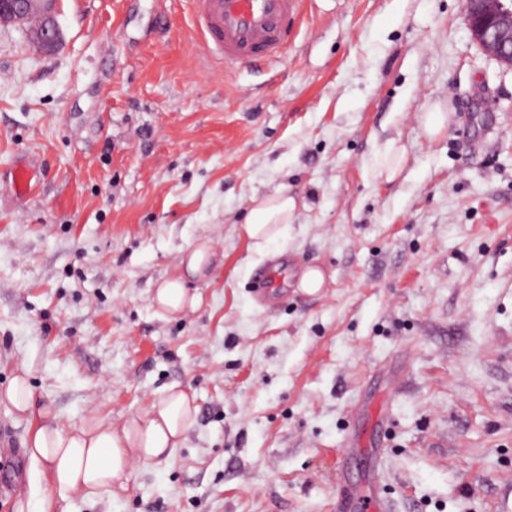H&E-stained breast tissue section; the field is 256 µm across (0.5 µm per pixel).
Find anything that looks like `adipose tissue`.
<instances>
[{"instance_id":"1","label":"adipose tissue","mask_w":512,"mask_h":512,"mask_svg":"<svg viewBox=\"0 0 512 512\" xmlns=\"http://www.w3.org/2000/svg\"><path fill=\"white\" fill-rule=\"evenodd\" d=\"M295 207L284 185L251 197L242 231L255 251L265 252L281 235ZM213 259L206 241L187 248L175 272L156 288L154 304L172 317L196 311L201 296L188 288L187 281L205 278ZM0 400L33 421L26 448L36 488L29 500L18 502L16 512H57L60 503L77 494L91 498L104 492L120 497L129 489L134 462L169 459L197 416L193 395L172 387L147 413L129 416L121 424L91 418L68 428L60 424L50 405L37 403L23 368L0 391Z\"/></svg>"}]
</instances>
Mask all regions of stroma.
Masks as SVG:
<instances>
[{"label":"stroma","mask_w":512,"mask_h":512,"mask_svg":"<svg viewBox=\"0 0 512 512\" xmlns=\"http://www.w3.org/2000/svg\"><path fill=\"white\" fill-rule=\"evenodd\" d=\"M57 21L50 55L0 25V390L27 368L66 426L171 386L198 407L170 462L63 512H337L369 483L388 512H512V66L464 0H302L252 66L205 60L192 0ZM282 183L294 218L263 256L240 225ZM201 239L202 304L163 316L152 291ZM283 258L265 304L252 275ZM0 427L31 487L30 421L2 401Z\"/></svg>","instance_id":"obj_1"}]
</instances>
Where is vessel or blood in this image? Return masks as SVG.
<instances>
[{"mask_svg": "<svg viewBox=\"0 0 512 512\" xmlns=\"http://www.w3.org/2000/svg\"><path fill=\"white\" fill-rule=\"evenodd\" d=\"M196 33L208 54L251 65L276 56L288 41L300 0H194ZM341 512H382L375 487L342 496Z\"/></svg>", "mask_w": 512, "mask_h": 512, "instance_id": "obj_1", "label": "vessel or blood"}]
</instances>
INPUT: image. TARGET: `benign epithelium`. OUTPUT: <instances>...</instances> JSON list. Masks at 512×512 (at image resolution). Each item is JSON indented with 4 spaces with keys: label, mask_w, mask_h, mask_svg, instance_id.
<instances>
[{
    "label": "benign epithelium",
    "mask_w": 512,
    "mask_h": 512,
    "mask_svg": "<svg viewBox=\"0 0 512 512\" xmlns=\"http://www.w3.org/2000/svg\"><path fill=\"white\" fill-rule=\"evenodd\" d=\"M57 0H0V23H15L31 15L41 19L34 31L39 50L51 53L61 43L55 20ZM467 26L489 56L512 63V0H466Z\"/></svg>",
    "instance_id": "1"
}]
</instances>
